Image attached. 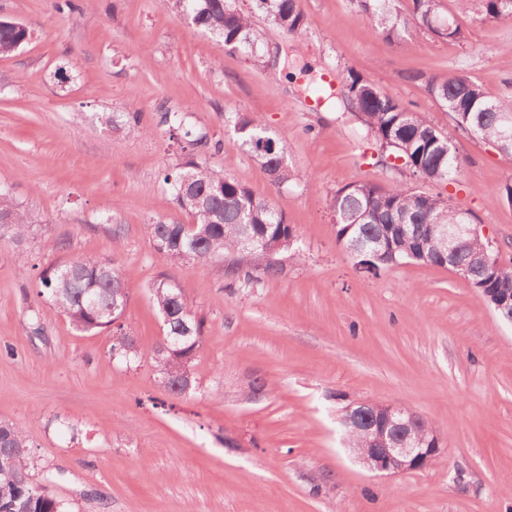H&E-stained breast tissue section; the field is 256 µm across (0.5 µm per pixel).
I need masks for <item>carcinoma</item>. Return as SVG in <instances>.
Returning a JSON list of instances; mask_svg holds the SVG:
<instances>
[{
  "label": "carcinoma",
  "mask_w": 512,
  "mask_h": 512,
  "mask_svg": "<svg viewBox=\"0 0 512 512\" xmlns=\"http://www.w3.org/2000/svg\"><path fill=\"white\" fill-rule=\"evenodd\" d=\"M178 12L192 17L193 24L220 38L224 48L239 52L263 69L270 67L271 55L265 31L244 11L239 0H161ZM264 19L274 28L295 38L305 34L304 14L299 0H252ZM373 32L386 38L410 23H418L436 37L461 41L464 31L454 17L439 13L438 0H411L410 17L402 15L400 0H356ZM485 18L512 20V0H480ZM31 37L29 28L15 21L0 20V54L18 50ZM423 88L431 101L452 117L455 128L468 135L501 146V153L512 155V146L503 144L505 124L501 117L512 118V96L491 97L483 86L463 71L446 77H429ZM311 94L319 104L344 107L356 114L367 133L385 150L401 160V174L429 182L446 183L462 171L461 161L452 148L451 137L436 128L421 111L404 106L384 94L360 72L349 68L339 91L318 84ZM101 124L121 130L131 123L128 113L101 112ZM157 125L168 130L187 151L184 161L167 168L163 174L173 202L191 218L189 224L154 219L148 224L154 248L165 254L175 266L188 260L197 263L224 264L226 287L237 282L277 279L284 266L256 263L243 246L245 237L262 238L278 248L292 252L296 228L284 212L258 196L247 185L228 177L224 170L198 161L202 154L218 151L219 140L191 125L182 112L161 110ZM234 127L256 162L283 186L294 179L286 161V148L269 135L262 122L245 113H236ZM337 215L334 223L336 243L345 248L358 240L368 247L378 244L388 249L378 262L382 269L413 260L438 267L448 266V243L442 229L452 224H472L473 215L448 205L438 195H430L405 185L384 187L377 183L348 186L336 192L329 204ZM33 217L17 203L6 187L0 186V238L22 242L32 231ZM493 254L482 236L464 237L458 243L454 262L466 270L469 285L488 300L503 292L512 294V264L494 259L479 263L483 254ZM43 292L56 312L66 316L79 331L94 332L112 328L117 336L127 335L123 316L130 296L127 276L116 260L89 261L74 256L47 268L41 276ZM149 293L161 316L165 336H179L170 349L154 359L164 385L173 395L188 394L186 375L198 357L203 339V321L192 310V303L176 280L160 276L149 284ZM341 426L355 448L368 446L367 435L354 421ZM389 430L400 435L421 437L436 442L433 430L422 417L403 418ZM28 444L23 432L10 423L0 422V512H64L57 499L28 477Z\"/></svg>",
  "instance_id": "1"
}]
</instances>
